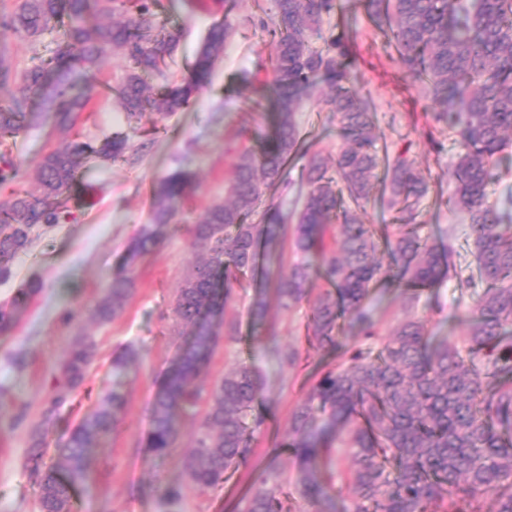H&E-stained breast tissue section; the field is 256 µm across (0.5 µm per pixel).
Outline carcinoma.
I'll return each mask as SVG.
<instances>
[{"label": "carcinoma", "instance_id": "obj_1", "mask_svg": "<svg viewBox=\"0 0 512 512\" xmlns=\"http://www.w3.org/2000/svg\"><path fill=\"white\" fill-rule=\"evenodd\" d=\"M159 0H21L0 28L34 38L64 27L53 56L41 64L14 70L0 56V85L13 79L42 98L54 130L70 136L77 114L89 104L94 68L99 59L119 52L133 69L116 90L127 121L140 119L151 107L172 114L189 106L209 82L230 35L222 23L202 41L191 75L162 98L150 97L142 80L163 74L173 59L178 35L160 26ZM383 33L412 86L440 108L461 152L453 171L450 203L470 215L476 268L488 285L475 303L473 320L460 342L435 340L425 325L409 319L385 343L350 354L326 370L296 406L282 444L293 460L291 470L269 466L259 486L246 498L243 512H292L283 489L293 487L300 499L318 506L328 496L319 476L323 453L344 436L349 461L346 486L354 512H481L480 500L491 495L496 512H512V217L489 202L490 168L512 134V0H354ZM341 0H267L262 27L275 43L270 77L251 87L249 101L276 113L273 132L259 151L240 153L228 185L233 202L209 206L194 227L196 260L179 288L173 313L191 329V340L178 348L154 400L145 448L156 457L176 447L179 421L197 415L201 398L207 407L193 434L186 459L188 480L200 491L224 484L226 475L248 462L254 433L264 423L256 409L262 380L242 364L208 384L201 373L221 335L239 333L227 315L232 283L251 274L259 278L248 311L252 323L265 325L266 295L273 290L282 306L298 303L313 275L328 284L308 319L309 342L339 351L341 321L349 319L367 340L377 338L367 307L372 288L390 278L405 288L410 302L421 291L452 275L459 287L470 285L453 261L450 245H437L417 232L415 224L428 184L415 172L406 153L383 161L375 150V123L366 99L350 87L349 36L342 30L315 48L310 35L324 18L343 12ZM126 15L122 24L101 25L97 15ZM324 75L332 92L324 99L336 113L345 146L332 161L319 153L308 162V192L288 228V215L270 205L255 222L264 189L281 181L288 159L304 138L295 112L313 96V78ZM30 122L26 99L0 106V138L17 134ZM132 146L122 132L100 142L71 140L67 148L46 154L38 185L0 204V278L12 274L18 254L31 244L38 224H58L67 217L68 194L78 170L123 157ZM388 183L383 206L400 214L395 239L378 255L374 233L358 209L379 181ZM189 175L177 170L162 178L153 194V223L145 225L127 248L125 262L112 275L98 316L118 315L132 293L131 266L162 240L170 227L169 202L182 195ZM340 225V245L325 251L327 226ZM292 248L308 257L281 275L282 252ZM41 288L23 285L8 304H0V330L9 329L16 311ZM270 351L283 369L298 361L295 350L267 332ZM92 339L83 337L64 363L68 384L56 392L48 413L64 405L83 381L91 362ZM128 351L113 363L115 381L102 405L74 428L59 464L39 472L40 512H71L76 488L88 477L91 448L116 426L126 405L122 378L128 374Z\"/></svg>", "mask_w": 512, "mask_h": 512}]
</instances>
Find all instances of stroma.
Listing matches in <instances>:
<instances>
[{
    "label": "stroma",
    "mask_w": 512,
    "mask_h": 512,
    "mask_svg": "<svg viewBox=\"0 0 512 512\" xmlns=\"http://www.w3.org/2000/svg\"><path fill=\"white\" fill-rule=\"evenodd\" d=\"M262 0H237L226 9L224 0H160L159 19L177 32L178 49L163 76H146L153 97H161L187 76L199 46L212 25L228 24L232 34L217 62L210 85L183 110L167 116L146 113L129 127L111 89L131 68L120 54L101 59L93 80V99L82 112L77 130L90 139H103L116 126L126 134L138 155L82 169L68 202L69 217L52 228H35L32 245L22 252L9 280L0 281V302L11 298L29 279L42 289L17 312L12 328L0 335V512H39L38 486L30 474L33 442L41 444V466L56 460V450L83 417L97 409L112 385V360L126 348L135 356L124 380L125 413L115 430L90 457L89 479L74 497L73 512H240L252 485L269 461L286 464L274 455L284 439L291 413L315 383L319 363H341L360 346L362 335L344 332V352L333 354L310 345L307 323L313 304L305 298L291 308L270 300L268 321L278 326L280 344L299 351L296 369L280 370L266 340L258 335L247 313L254 294L251 278L234 283L231 312L240 320V338L221 341L205 370L207 381L223 377L238 364L252 365L261 375L263 394L271 401L263 426L254 435L246 466L230 474L223 486L199 492L186 484L185 460L196 423L184 419L178 443L168 455L153 457L145 447L151 427L157 383L184 339L173 321L172 305L195 257L192 228L207 208L227 201L233 166L243 148L253 146L254 135L269 131L271 118L245 102L252 82L266 78L275 45L256 27ZM343 26L349 34L351 82L375 113V146L379 155L407 151L415 170L428 182L417 222L421 235L451 240L454 259L473 260L466 211L451 208L453 170L459 148L446 125L433 118L435 107L405 78L397 55L369 18L360 11L340 20H327L324 29ZM57 31L44 33L36 43L0 36V52L14 68L24 69L52 56ZM305 136L306 152L293 157L279 187L267 189L263 202L296 217L308 191L306 167L314 153L335 157L343 146L333 113L320 96L304 100L295 114ZM65 140L52 122L39 119L15 138L11 158L19 169L17 180L0 185V202L12 191L36 186L38 165ZM175 170L191 174L192 183L174 204L173 227L153 251L133 268L134 289L123 311L100 321L96 309L128 243L152 221L153 192L158 181ZM480 276L468 288L444 280L410 304L403 288L379 281L369 303L376 330L387 337L408 319L424 322L435 336L459 335L471 308L486 290ZM85 336L96 350L83 382L59 409L50 400L62 381L69 352ZM183 487L180 501L170 505L162 490Z\"/></svg>",
    "instance_id": "35a3bbf8"
}]
</instances>
